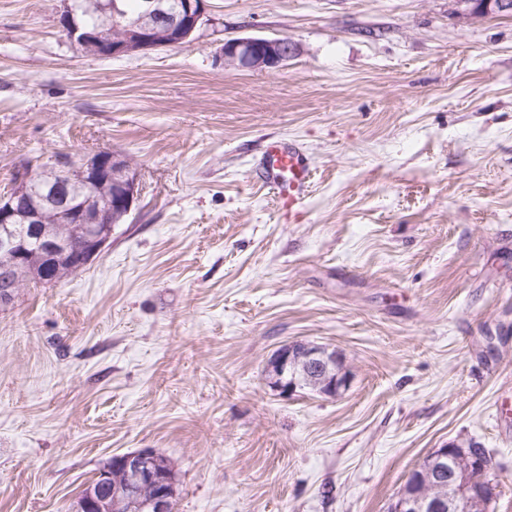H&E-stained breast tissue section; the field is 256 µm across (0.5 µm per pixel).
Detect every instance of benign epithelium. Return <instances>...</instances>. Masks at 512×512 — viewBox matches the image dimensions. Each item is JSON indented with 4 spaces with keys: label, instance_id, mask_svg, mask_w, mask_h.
<instances>
[{
    "label": "benign epithelium",
    "instance_id": "7a95c632",
    "mask_svg": "<svg viewBox=\"0 0 512 512\" xmlns=\"http://www.w3.org/2000/svg\"><path fill=\"white\" fill-rule=\"evenodd\" d=\"M476 18H485L512 10V0H456ZM88 9L102 16L121 14L119 0H88ZM209 22L207 0H182L176 21L171 22L163 0H146L140 19L128 23L122 33L110 41H101L99 56L104 58L147 55L163 47L187 46ZM62 32L80 46L95 34L73 20V7L65 0L61 14ZM296 46L284 38L244 37L224 42L221 49L224 66L245 71H265L280 67L295 53ZM35 170L26 166L18 171L14 185L0 193V252L13 258L14 265L0 274V308L13 304L18 282L25 276L43 284L56 278L46 269L30 268L34 255L28 251L27 236L38 238L39 255L54 264L69 260L76 269L84 268L106 247L112 225L126 217L137 199V179L131 169L116 161L112 153L100 151L79 162L67 156L53 166L47 192L30 194ZM117 191L102 197L79 198L71 186L94 189L107 184ZM56 209L63 224L79 225L81 244L77 248L46 232L45 206ZM301 367L304 375L320 388L319 394L334 396L349 385L346 371H336V352L312 342H291L269 359V368L284 372ZM123 480L112 481V468L100 469L77 496L72 512H131L135 506L146 512H174L176 496L174 472L157 454L144 448L115 456ZM410 478L422 484L419 491H401L389 512H488L490 499L481 485H493L484 459L453 444L436 448L410 472Z\"/></svg>",
    "mask_w": 512,
    "mask_h": 512
}]
</instances>
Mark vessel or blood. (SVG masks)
Returning <instances> with one entry per match:
<instances>
[{
    "label": "vessel or blood",
    "instance_id": "obj_1",
    "mask_svg": "<svg viewBox=\"0 0 512 512\" xmlns=\"http://www.w3.org/2000/svg\"><path fill=\"white\" fill-rule=\"evenodd\" d=\"M261 178L274 186L283 215L297 214L311 184V173L297 146L269 140L264 151Z\"/></svg>",
    "mask_w": 512,
    "mask_h": 512
}]
</instances>
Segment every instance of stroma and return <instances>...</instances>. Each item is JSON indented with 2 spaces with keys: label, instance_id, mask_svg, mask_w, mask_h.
Returning <instances> with one entry per match:
<instances>
[{
  "label": "stroma",
  "instance_id": "35a3bbf8",
  "mask_svg": "<svg viewBox=\"0 0 512 512\" xmlns=\"http://www.w3.org/2000/svg\"><path fill=\"white\" fill-rule=\"evenodd\" d=\"M190 46L84 54L60 0H0V191L109 149L138 198L105 249L0 310V512H71L113 455L172 462L176 512H387L477 441L512 512V16L454 0H208ZM288 38L280 68L218 55ZM312 169L280 218L268 138ZM292 341L335 396L269 384ZM329 349L312 342H291L270 357L269 368L285 372L291 367L294 376H297L295 368L300 366L308 379L317 382L319 394L335 396L348 387L350 378L345 370L336 372V352Z\"/></svg>",
  "mask_w": 512,
  "mask_h": 512
}]
</instances>
